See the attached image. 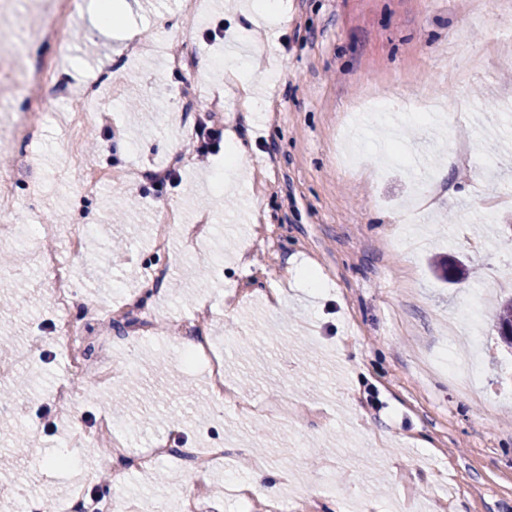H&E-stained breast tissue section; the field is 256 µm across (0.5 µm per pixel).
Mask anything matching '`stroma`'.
<instances>
[{"instance_id":"1","label":"stroma","mask_w":512,"mask_h":512,"mask_svg":"<svg viewBox=\"0 0 512 512\" xmlns=\"http://www.w3.org/2000/svg\"><path fill=\"white\" fill-rule=\"evenodd\" d=\"M52 0H16L0 16V161L16 182L15 224H49L43 245L71 261L84 349L108 352L114 377L100 394L61 409L56 385L72 379L65 337L55 335L53 277L12 250L0 264V359L38 348L8 380L0 401V512H22L16 483L53 508L76 477L108 483L114 505L197 496L201 512H267L230 486L247 483L238 455L259 456L294 512H512V353L495 328L497 300L512 296V0L464 9L461 0H279L275 21L253 17L249 0H204L182 26V0H127L141 56L90 22L94 0L69 21L56 73L68 96L46 87L34 116L40 134L12 142L20 81ZM224 35L209 41L211 30ZM215 64L169 69L174 52ZM103 79L81 130L98 132L85 164L107 179L86 195L69 171L64 115L86 83ZM223 95L214 121L247 148L237 187L224 153L181 170L162 187H124L127 166L154 170L182 150L195 113L179 104ZM397 102L374 114L369 96ZM429 105L425 119L412 106ZM184 223L207 214V240L193 247L169 228L170 273L151 302L148 334L122 316L123 298L149 279L158 211ZM464 259L462 282H443L434 261ZM319 278L307 287L306 273ZM209 303L210 334L223 345L224 374L248 407L217 410L203 366L185 359L171 318ZM480 347L481 398L459 392L438 359ZM306 404L303 423L266 414L271 401ZM115 438L137 449L161 441L196 448L208 488L164 460L147 472L110 475L107 447L74 444L103 416ZM114 438V439H115ZM223 448V465L208 451Z\"/></svg>"}]
</instances>
